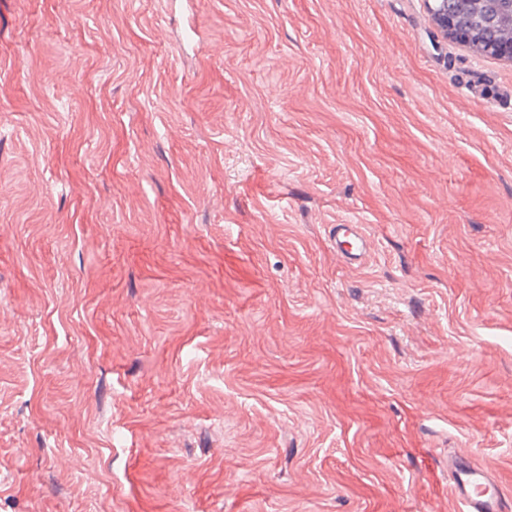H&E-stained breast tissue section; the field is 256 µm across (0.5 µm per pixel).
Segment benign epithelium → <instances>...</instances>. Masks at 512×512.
<instances>
[{"label": "benign epithelium", "mask_w": 512, "mask_h": 512, "mask_svg": "<svg viewBox=\"0 0 512 512\" xmlns=\"http://www.w3.org/2000/svg\"><path fill=\"white\" fill-rule=\"evenodd\" d=\"M429 0L428 11L445 37L477 54L512 61V0H456L452 13Z\"/></svg>", "instance_id": "obj_1"}]
</instances>
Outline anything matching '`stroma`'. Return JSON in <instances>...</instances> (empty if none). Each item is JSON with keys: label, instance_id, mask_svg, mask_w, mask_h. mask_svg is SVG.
I'll use <instances>...</instances> for the list:
<instances>
[{"label": "stroma", "instance_id": "1", "mask_svg": "<svg viewBox=\"0 0 512 512\" xmlns=\"http://www.w3.org/2000/svg\"><path fill=\"white\" fill-rule=\"evenodd\" d=\"M452 454L512 495V62L426 0H0V512H460ZM336 249L350 261L361 259L365 245V231L360 224H337L336 225ZM348 244L350 248L343 245Z\"/></svg>", "mask_w": 512, "mask_h": 512}]
</instances>
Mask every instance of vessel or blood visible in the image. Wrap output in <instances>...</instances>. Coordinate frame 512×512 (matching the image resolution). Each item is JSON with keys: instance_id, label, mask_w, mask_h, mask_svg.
Here are the masks:
<instances>
[{"instance_id": "obj_1", "label": "vessel or blood", "mask_w": 512, "mask_h": 512, "mask_svg": "<svg viewBox=\"0 0 512 512\" xmlns=\"http://www.w3.org/2000/svg\"><path fill=\"white\" fill-rule=\"evenodd\" d=\"M337 245L344 256L359 260L365 245V231L359 224L336 227ZM451 488L461 505V512H512V501L506 499L496 478L486 469L465 457L451 458L448 463Z\"/></svg>"}]
</instances>
